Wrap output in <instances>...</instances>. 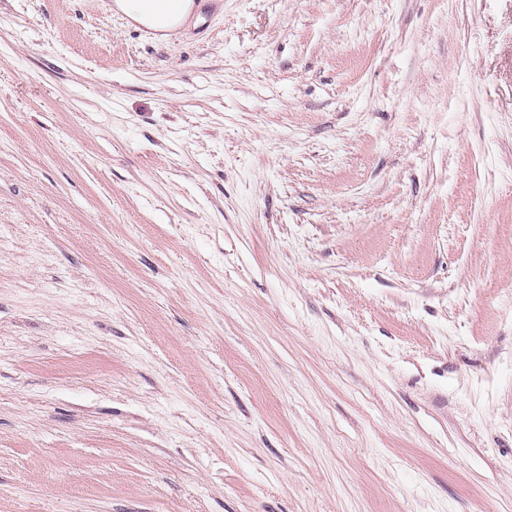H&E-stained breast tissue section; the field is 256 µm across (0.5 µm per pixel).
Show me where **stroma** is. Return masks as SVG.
Returning <instances> with one entry per match:
<instances>
[{
    "instance_id": "35a3bbf8",
    "label": "stroma",
    "mask_w": 512,
    "mask_h": 512,
    "mask_svg": "<svg viewBox=\"0 0 512 512\" xmlns=\"http://www.w3.org/2000/svg\"><path fill=\"white\" fill-rule=\"evenodd\" d=\"M0 0V512H512V0ZM140 1L141 0H122L120 7L129 18L139 24L146 25L148 22H150L157 26H163L167 20L165 4L160 3L157 6V9L153 11V14L148 15L143 10Z\"/></svg>"
}]
</instances>
